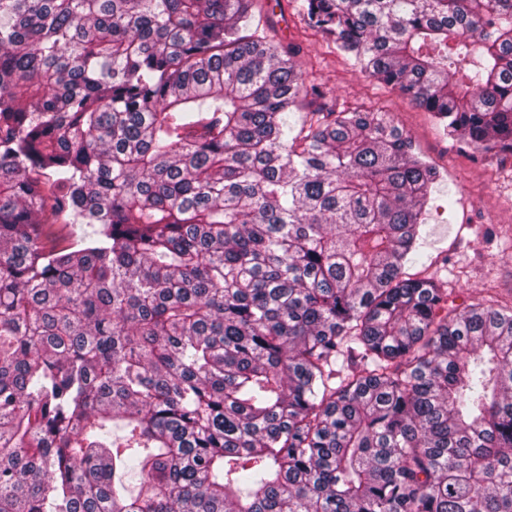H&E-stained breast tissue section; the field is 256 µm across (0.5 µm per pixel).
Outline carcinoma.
<instances>
[{
	"instance_id": "1",
	"label": "carcinoma",
	"mask_w": 512,
	"mask_h": 512,
	"mask_svg": "<svg viewBox=\"0 0 512 512\" xmlns=\"http://www.w3.org/2000/svg\"><path fill=\"white\" fill-rule=\"evenodd\" d=\"M251 6L0 0V512H512V306L406 276L435 169L295 129ZM301 8L512 154V0Z\"/></svg>"
}]
</instances>
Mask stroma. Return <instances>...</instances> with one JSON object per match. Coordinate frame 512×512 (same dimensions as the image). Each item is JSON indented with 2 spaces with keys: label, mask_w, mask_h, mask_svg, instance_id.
I'll return each mask as SVG.
<instances>
[{
  "label": "stroma",
  "mask_w": 512,
  "mask_h": 512,
  "mask_svg": "<svg viewBox=\"0 0 512 512\" xmlns=\"http://www.w3.org/2000/svg\"><path fill=\"white\" fill-rule=\"evenodd\" d=\"M301 0H253L260 36L294 51L306 84L326 98L300 99L295 121L322 109L389 112L439 173L407 276L431 278L455 302L512 304V154L483 152L449 136L442 122L398 90L369 78L332 38L309 25Z\"/></svg>",
  "instance_id": "obj_1"
}]
</instances>
